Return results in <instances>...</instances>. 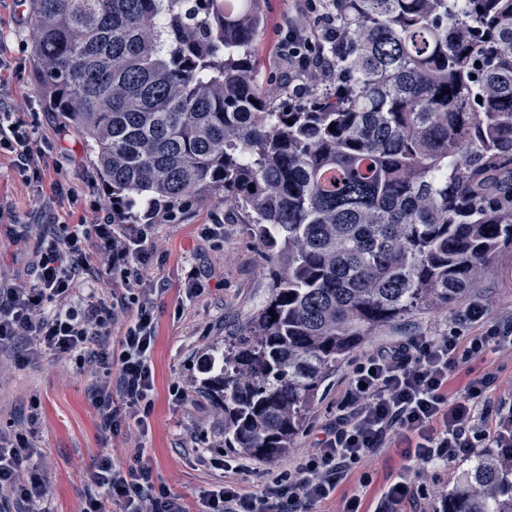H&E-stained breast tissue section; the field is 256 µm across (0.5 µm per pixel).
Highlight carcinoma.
<instances>
[{
    "label": "carcinoma",
    "instance_id": "cac0c4a2",
    "mask_svg": "<svg viewBox=\"0 0 512 512\" xmlns=\"http://www.w3.org/2000/svg\"><path fill=\"white\" fill-rule=\"evenodd\" d=\"M330 74L263 87L262 0H31L37 92L89 145L112 223L249 213L271 293L195 386L274 460L351 349L479 292L512 247V0H318ZM274 313H269V309ZM434 512H512V419Z\"/></svg>",
    "mask_w": 512,
    "mask_h": 512
}]
</instances>
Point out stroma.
I'll list each match as a JSON object with an SVG mask.
<instances>
[{
    "label": "stroma",
    "mask_w": 512,
    "mask_h": 512,
    "mask_svg": "<svg viewBox=\"0 0 512 512\" xmlns=\"http://www.w3.org/2000/svg\"><path fill=\"white\" fill-rule=\"evenodd\" d=\"M309 0H268L265 23L254 43L253 55L260 79L274 81L278 71L271 47L278 27L308 11ZM0 39L7 42L19 59L23 80L15 98L20 117L30 110L40 112L41 131L54 135L61 129L57 113L45 107L36 92L33 62V25L19 20L15 0H0ZM59 178L79 191L77 203L62 209L49 197L34 198L31 187L13 170L7 158H0V284L29 281L37 259L38 242L47 223L70 224L93 221V202L105 201L107 192L99 180L86 142L75 132H67L59 150L46 163L44 181ZM209 224L224 227L222 237L202 235ZM157 251L143 277V285L157 289L155 315L157 340L151 355L155 375L152 429L140 437L135 425L126 424L113 442L112 457L117 464L134 462L144 454L153 469L156 484L181 494L190 507H197L200 490L223 481L222 471L202 463L199 448L222 449L224 415L205 393L194 391L191 380L208 347L237 335L270 294V279L263 268L268 255L248 214L232 204L196 202L176 222L157 219ZM201 274V293L186 299L184 280L190 270ZM485 315L467 328L475 336L492 326L512 321V249L499 251L487 265L477 297ZM466 302L448 310L427 312L398 322L349 352L321 388L302 433L278 468L310 450L321 427L333 418L336 404L347 389L352 366L364 355L420 333L448 335ZM490 374L496 382L482 406L485 424L496 428L500 419L512 416V351L489 352L457 368L454 386L470 378ZM103 376L94 363H77L69 355L44 353L27 366H17L12 350H0V436L18 432L32 434L38 454L33 462L45 475L49 486V512H80L92 489L87 469L103 453L99 417L91 394ZM190 389L184 404H176L173 384ZM467 456L424 470L425 495L406 501L403 512H432L456 476L466 466ZM404 465L398 448H383L363 465L372 478L366 505L374 512L379 490L385 480Z\"/></svg>",
    "instance_id": "stroma-1"
}]
</instances>
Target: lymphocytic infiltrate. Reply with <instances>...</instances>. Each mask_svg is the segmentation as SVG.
<instances>
[{
	"instance_id": "obj_1",
	"label": "lymphocytic infiltrate",
	"mask_w": 512,
	"mask_h": 512,
	"mask_svg": "<svg viewBox=\"0 0 512 512\" xmlns=\"http://www.w3.org/2000/svg\"><path fill=\"white\" fill-rule=\"evenodd\" d=\"M334 37L324 16L290 22L279 31L276 45L283 71L292 78L327 72L322 50ZM18 71L14 57L0 52V156L10 157L24 176L54 151L59 139L40 134L39 112L26 120L15 118L10 84ZM153 230L150 224L113 223L108 210L90 224L48 227L32 284L0 286V349L12 348L17 365L29 364L44 351L79 358L93 354L104 378L92 402L106 442L128 420L141 436L151 429L157 322L155 291L143 287L142 280L154 254ZM95 267L111 276L110 296L80 287L82 276ZM122 318L127 324L115 355L108 338ZM490 348L512 349V324L479 336H411L376 349L351 371L346 395L324 426L323 439L293 466L263 469L260 491L247 490L236 479L252 468L246 455L209 457L224 481L202 493L200 512H312L354 477L362 491L341 497L342 512H363V490L371 480L359 468L367 457L390 447L401 449L407 464L382 486L376 512H400L406 501L424 492L415 483L420 468L493 447L495 437L480 413L492 376L472 378L455 391L448 388L460 364ZM37 453L23 433L11 444L0 443V512H48L47 480L30 466ZM88 478L98 492L85 497L81 512H107L111 504L120 512H188L179 495L156 489L144 460L124 467L105 453L92 461Z\"/></svg>"
}]
</instances>
